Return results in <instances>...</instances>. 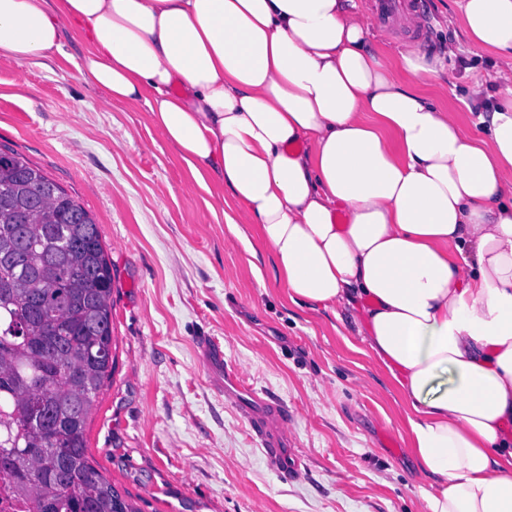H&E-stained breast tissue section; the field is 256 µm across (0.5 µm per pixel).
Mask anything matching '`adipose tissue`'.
<instances>
[{"label":"adipose tissue","mask_w":512,"mask_h":512,"mask_svg":"<svg viewBox=\"0 0 512 512\" xmlns=\"http://www.w3.org/2000/svg\"><path fill=\"white\" fill-rule=\"evenodd\" d=\"M457 4L505 87L481 134L424 90L444 59L389 61L348 0H0V54L75 30L81 79L229 191L287 299L356 309L428 512H512V0Z\"/></svg>","instance_id":"ef3b65f1"}]
</instances>
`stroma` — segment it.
<instances>
[{
    "instance_id": "35a3bbf8",
    "label": "stroma",
    "mask_w": 512,
    "mask_h": 512,
    "mask_svg": "<svg viewBox=\"0 0 512 512\" xmlns=\"http://www.w3.org/2000/svg\"><path fill=\"white\" fill-rule=\"evenodd\" d=\"M367 41L394 56L447 52L428 86L464 124L475 82L498 101L497 60L467 42L456 0L381 22ZM81 45L18 62L0 55V148L39 166L93 216L112 266L115 368L88 421L94 465L138 512H426L433 493L408 451L398 395L361 348L354 313L295 305L261 240L244 247L189 183L145 103L108 102L76 64ZM288 412L281 479L224 373Z\"/></svg>"
}]
</instances>
